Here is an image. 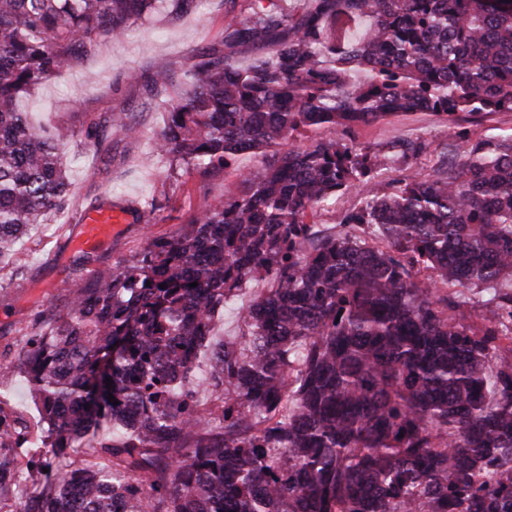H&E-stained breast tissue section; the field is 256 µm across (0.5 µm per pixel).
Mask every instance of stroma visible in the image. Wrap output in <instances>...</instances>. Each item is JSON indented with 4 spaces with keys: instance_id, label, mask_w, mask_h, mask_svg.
<instances>
[{
    "instance_id": "1",
    "label": "stroma",
    "mask_w": 512,
    "mask_h": 512,
    "mask_svg": "<svg viewBox=\"0 0 512 512\" xmlns=\"http://www.w3.org/2000/svg\"><path fill=\"white\" fill-rule=\"evenodd\" d=\"M223 38L224 0H196L177 13L164 0L150 16L131 21L122 42L98 38L67 71L20 97L18 109L32 125L47 129L63 124L77 134L67 149L73 204L19 240L23 266L0 263V361L13 358L29 336L43 329L45 314H66L73 289L85 286L91 269L130 263L146 235H176L189 213L207 198L236 193L238 178L231 168L204 183L172 182L167 157L154 147L167 121L162 104L177 100L187 89L192 55L220 46ZM157 69L170 70L174 78L155 93L147 78ZM113 113L127 115L138 128L137 135L127 137L107 127L105 120ZM91 127L98 133L95 146L82 139ZM400 138L425 142L430 152L416 161L388 160L377 175L378 182L417 173L431 175L440 155L459 160L466 150L465 141L450 137L446 121L431 112L392 116L358 126L344 136L345 142L376 148ZM154 197L163 199L164 207L144 214L141 204ZM92 206L124 211L126 221L105 246L86 251L76 248L74 241L80 232L79 211ZM268 288L261 279L245 282L235 305L215 314L211 343L237 340L242 332L239 307L266 295ZM0 404L25 419L30 433L39 434L40 405L25 374H15L0 385Z\"/></svg>"
}]
</instances>
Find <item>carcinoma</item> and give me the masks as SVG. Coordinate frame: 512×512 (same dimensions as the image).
I'll use <instances>...</instances> for the list:
<instances>
[{
  "label": "carcinoma",
  "mask_w": 512,
  "mask_h": 512,
  "mask_svg": "<svg viewBox=\"0 0 512 512\" xmlns=\"http://www.w3.org/2000/svg\"><path fill=\"white\" fill-rule=\"evenodd\" d=\"M161 2L0 0V262L21 264L17 242L67 204L76 138L31 126L16 100ZM282 2L224 0V50L193 56L156 141L177 183L246 155L261 169L94 271L0 363V380L26 375L44 424L35 442L0 407V512H512V292L492 290L512 278V133L461 131L462 160L379 188L385 156L341 138L409 112L451 128L512 112V2ZM239 46L275 52L238 67ZM354 187L360 205L321 235L315 218ZM255 276L271 288L212 349L222 398L202 413L195 362ZM485 290L474 327L466 293ZM104 424L112 437L71 468L65 449Z\"/></svg>",
  "instance_id": "cac0c4a2"
}]
</instances>
